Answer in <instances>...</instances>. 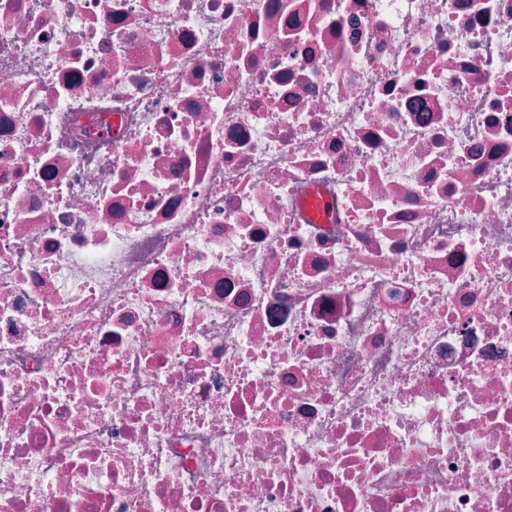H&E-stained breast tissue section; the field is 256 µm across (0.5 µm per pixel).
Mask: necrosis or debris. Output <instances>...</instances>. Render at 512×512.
<instances>
[{"instance_id": "necrosis-or-debris-1", "label": "necrosis or debris", "mask_w": 512, "mask_h": 512, "mask_svg": "<svg viewBox=\"0 0 512 512\" xmlns=\"http://www.w3.org/2000/svg\"><path fill=\"white\" fill-rule=\"evenodd\" d=\"M0 512H512V0H0Z\"/></svg>"}]
</instances>
